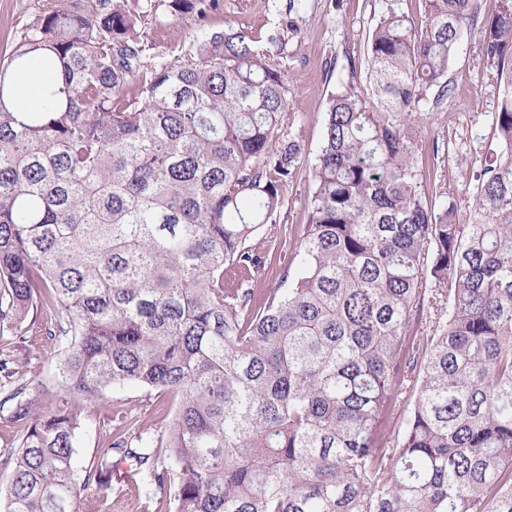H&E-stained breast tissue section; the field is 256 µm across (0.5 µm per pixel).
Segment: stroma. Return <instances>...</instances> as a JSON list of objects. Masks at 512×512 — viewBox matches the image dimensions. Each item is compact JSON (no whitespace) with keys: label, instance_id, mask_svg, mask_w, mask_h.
<instances>
[{"label":"stroma","instance_id":"stroma-1","mask_svg":"<svg viewBox=\"0 0 512 512\" xmlns=\"http://www.w3.org/2000/svg\"><path fill=\"white\" fill-rule=\"evenodd\" d=\"M287 3L217 0L204 23L160 11L145 16L139 29L142 39L153 44L159 60L173 59L205 33L240 29L262 42L272 33L279 37L269 50L281 61L286 74L295 115L292 132L303 146V159L282 193L280 222L286 227L285 233L254 238L258 249L273 256L261 281L265 289L280 287L282 273H298L295 230L307 222L310 168L322 142L325 105L331 92L342 85L351 86L361 98H369L363 58L368 31L381 6L380 0H304L301 12L293 17ZM448 79L451 90L447 98L420 122L417 160L428 170L424 188L438 184L451 196L463 199L477 185L486 155L498 148L493 115L499 83L482 56L478 30L462 29ZM45 322L44 316H37L19 348L28 361V379L50 389L48 404L53 407L68 401L69 394L62 382L59 355L43 333ZM169 406L167 396L150 397L133 385L111 388L100 401L80 404L75 478L85 512H140L137 491L130 482L115 484L104 501L98 498L94 484L87 482L86 468L115 439L117 415L133 416L135 432L154 436L164 431V411Z\"/></svg>","mask_w":512,"mask_h":512}]
</instances>
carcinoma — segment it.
<instances>
[{"label":"carcinoma","mask_w":512,"mask_h":512,"mask_svg":"<svg viewBox=\"0 0 512 512\" xmlns=\"http://www.w3.org/2000/svg\"><path fill=\"white\" fill-rule=\"evenodd\" d=\"M418 29L382 0L371 94L329 95L299 275L272 262L283 187L301 163L285 72L242 30L149 64L144 14L204 19L216 0H50L0 62V335L29 313L74 397L136 385L176 401L166 433L121 434L89 463L102 496L129 464L142 512H512V0H424ZM479 26L500 94L499 151L467 200L423 189L411 122L451 91L463 26ZM52 70L41 103L22 74ZM448 287V318L439 305ZM0 347L4 512H82L76 405H44ZM417 389L396 440L387 417Z\"/></svg>","instance_id":"1"}]
</instances>
